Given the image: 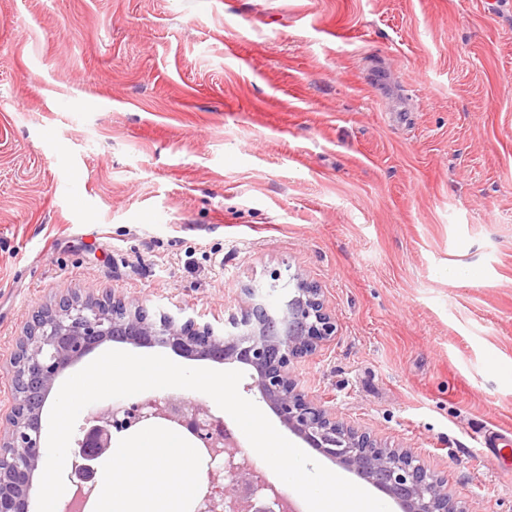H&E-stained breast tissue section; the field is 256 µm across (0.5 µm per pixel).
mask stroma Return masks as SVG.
Wrapping results in <instances>:
<instances>
[{
  "label": "stroma",
  "mask_w": 512,
  "mask_h": 512,
  "mask_svg": "<svg viewBox=\"0 0 512 512\" xmlns=\"http://www.w3.org/2000/svg\"><path fill=\"white\" fill-rule=\"evenodd\" d=\"M297 273L299 389L512 512V0H0V413L63 296L220 334Z\"/></svg>",
  "instance_id": "35a3bbf8"
}]
</instances>
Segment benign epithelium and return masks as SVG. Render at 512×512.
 Returning <instances> with one entry per match:
<instances>
[{"instance_id": "obj_1", "label": "benign epithelium", "mask_w": 512, "mask_h": 512, "mask_svg": "<svg viewBox=\"0 0 512 512\" xmlns=\"http://www.w3.org/2000/svg\"><path fill=\"white\" fill-rule=\"evenodd\" d=\"M241 303V316L231 318V330L221 336L191 319L179 324L170 317H142L138 304L91 292L65 296L55 307L37 311L13 357L14 405L0 416V512H31L34 475L46 463L43 406L59 375L107 340L159 344L188 357L248 365L254 373L247 390H257L295 436L389 496L401 512H467L448 493L445 478L414 451L391 447L336 420L322 400L298 389L294 363L336 337L335 317L317 285L296 278V288L278 308L246 288ZM151 421L184 425L176 401L167 395L88 410L68 452L71 484L95 483L112 431ZM214 426V433L196 434L199 454L207 459V483L194 512H284L279 489L240 457L238 441L223 421Z\"/></svg>"}]
</instances>
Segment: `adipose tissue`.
<instances>
[{
  "label": "adipose tissue",
  "mask_w": 512,
  "mask_h": 512,
  "mask_svg": "<svg viewBox=\"0 0 512 512\" xmlns=\"http://www.w3.org/2000/svg\"><path fill=\"white\" fill-rule=\"evenodd\" d=\"M202 459L174 431L155 430L113 449L111 489L97 512H184L202 479Z\"/></svg>",
  "instance_id": "obj_1"
}]
</instances>
